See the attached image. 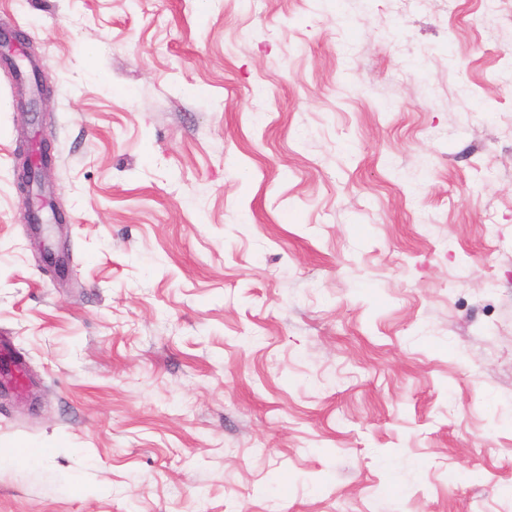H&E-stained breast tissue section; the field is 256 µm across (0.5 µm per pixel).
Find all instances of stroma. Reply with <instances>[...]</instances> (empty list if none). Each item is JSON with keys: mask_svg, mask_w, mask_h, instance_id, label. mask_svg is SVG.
<instances>
[{"mask_svg": "<svg viewBox=\"0 0 512 512\" xmlns=\"http://www.w3.org/2000/svg\"><path fill=\"white\" fill-rule=\"evenodd\" d=\"M0 512H512V0H0ZM37 464L13 461L16 450ZM29 44V39L22 30L16 29L5 34L0 31V59L3 58L17 69L18 60L30 58L25 50ZM36 95L29 99H20L17 102V108L28 117L27 121L31 126H38L40 114L43 109V105L48 100L50 95V87L44 80L42 73L40 72V80L37 78ZM52 157V142L45 137L32 141L27 147L22 145L17 152V190L20 195L27 199L36 198L38 200L36 205L29 208L28 219L30 218L31 224L36 226L39 234L48 232L52 225L66 224L67 222L66 214L62 210L51 202H45L44 195L38 194L32 189L34 174L40 176L42 173L45 182L46 173L52 165L50 164ZM45 210L51 215L49 221H44L42 218L41 213ZM0 359L5 363V368L0 370V388L24 386V373L21 364L14 361L9 344L0 336Z\"/></svg>", "mask_w": 512, "mask_h": 512, "instance_id": "stroma-1", "label": "stroma"}]
</instances>
